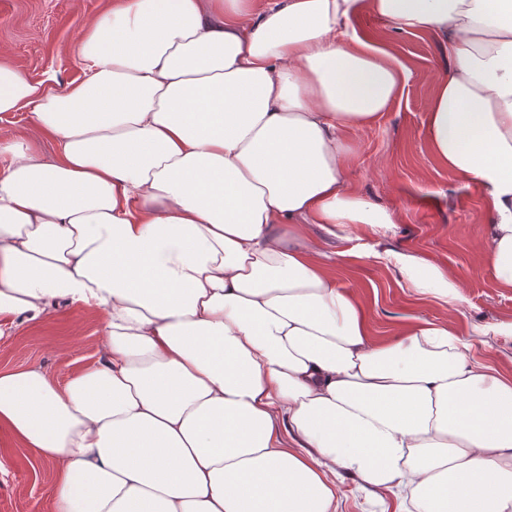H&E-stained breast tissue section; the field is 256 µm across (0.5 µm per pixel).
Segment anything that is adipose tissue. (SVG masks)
<instances>
[{
  "mask_svg": "<svg viewBox=\"0 0 512 512\" xmlns=\"http://www.w3.org/2000/svg\"><path fill=\"white\" fill-rule=\"evenodd\" d=\"M364 10L447 47L428 142L480 188L512 288V0H110L56 92L0 49V113L33 115L0 142V338L61 303L105 317L63 384L0 371L55 512H337L346 475L394 512H512V374L445 323L375 336L307 234L395 224L347 187V131L409 80L351 28Z\"/></svg>",
  "mask_w": 512,
  "mask_h": 512,
  "instance_id": "ef3b65f1",
  "label": "adipose tissue"
}]
</instances>
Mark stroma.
I'll return each mask as SVG.
<instances>
[{
    "label": "stroma",
    "mask_w": 512,
    "mask_h": 512,
    "mask_svg": "<svg viewBox=\"0 0 512 512\" xmlns=\"http://www.w3.org/2000/svg\"><path fill=\"white\" fill-rule=\"evenodd\" d=\"M102 0H0V47L31 80L61 89L77 76L72 46L85 18ZM358 33L398 57L410 72L403 98L372 125L353 133L357 159L349 187L388 210L396 224L374 236L364 224L337 235L319 225L310 237L335 266L340 288L361 297L376 335H394L416 320L446 322L468 333L473 325L512 321V289L497 287L478 248L489 215L479 188L458 180L433 156L426 137L431 98L451 64L435 38L401 33L365 12ZM403 251L449 272L463 299L445 305L401 288L392 267L375 252ZM101 312L61 305L24 322L0 339V370L38 366L63 383L73 371L95 361L103 343ZM0 512H54L52 467L0 424Z\"/></svg>",
    "instance_id": "obj_1"
}]
</instances>
